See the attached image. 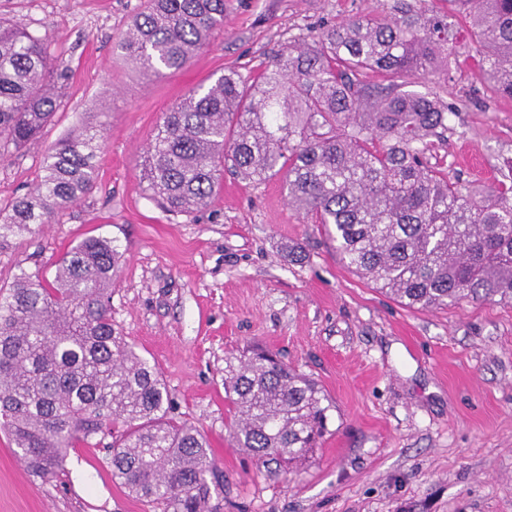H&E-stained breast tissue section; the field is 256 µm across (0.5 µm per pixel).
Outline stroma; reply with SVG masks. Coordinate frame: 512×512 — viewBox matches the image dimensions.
<instances>
[{
  "label": "stroma",
  "mask_w": 512,
  "mask_h": 512,
  "mask_svg": "<svg viewBox=\"0 0 512 512\" xmlns=\"http://www.w3.org/2000/svg\"><path fill=\"white\" fill-rule=\"evenodd\" d=\"M396 2L225 0L223 31L183 69L149 78L115 48L145 0H0V16L48 37L66 70L53 119L0 158V209L32 192L60 140L102 134L92 190L0 245V287L21 267L53 274L84 238L115 241L112 322L161 372L174 415L209 440L224 470L220 512H512V303L398 304L341 263L277 178L225 173L188 216L144 188L147 145L190 91L232 68L255 78L288 41ZM426 84L457 110L433 163L466 185L512 173V100L471 60ZM254 345L313 378L332 406L322 447L287 474L259 468L229 437L224 361ZM0 512L150 508L113 479L104 446L69 449L45 483L0 432Z\"/></svg>",
  "instance_id": "35a3bbf8"
}]
</instances>
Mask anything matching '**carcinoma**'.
<instances>
[{"instance_id": "carcinoma-1", "label": "carcinoma", "mask_w": 512, "mask_h": 512, "mask_svg": "<svg viewBox=\"0 0 512 512\" xmlns=\"http://www.w3.org/2000/svg\"><path fill=\"white\" fill-rule=\"evenodd\" d=\"M469 20L467 56L512 99V0H453ZM448 17L372 13L293 40L248 81L233 71L166 113L149 143L151 199L172 214L205 207L229 167L261 184L279 177L288 203L336 238L343 264L393 300L436 309L463 299L512 303V184L477 192L429 157L454 111L408 78L454 79ZM224 29V0H150L116 48L142 72L183 68ZM51 41L0 16V157L34 139L61 105L65 73ZM380 80L363 79L366 72ZM95 130L43 160L34 191L0 211V239L33 233L93 188ZM114 240L85 238L53 278L19 268L0 290V430L27 470L55 481L78 444L111 437L112 477L161 512H217L224 472L207 439L171 416L164 379L112 324ZM230 437L279 472L327 433L316 381L269 350L229 359Z\"/></svg>"}]
</instances>
